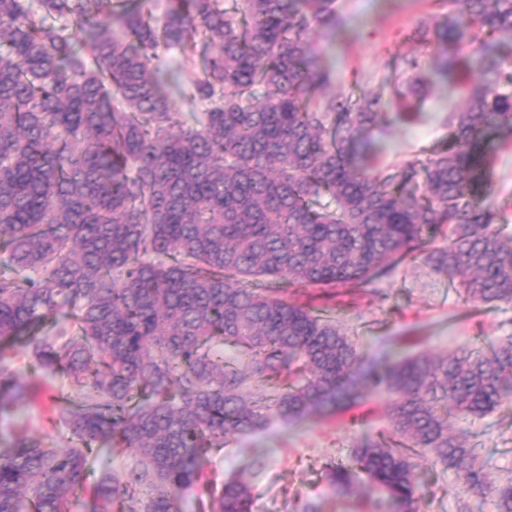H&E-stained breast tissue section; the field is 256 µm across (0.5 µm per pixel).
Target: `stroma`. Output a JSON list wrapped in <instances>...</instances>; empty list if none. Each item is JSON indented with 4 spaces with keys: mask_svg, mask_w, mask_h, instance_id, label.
Masks as SVG:
<instances>
[{
    "mask_svg": "<svg viewBox=\"0 0 512 512\" xmlns=\"http://www.w3.org/2000/svg\"><path fill=\"white\" fill-rule=\"evenodd\" d=\"M344 27L330 35L315 30L312 47L335 71L331 93L378 91L395 62L417 58L415 77L426 81L424 98L400 101L390 97L388 121L370 133L375 169L392 174L406 162L426 159L447 148L451 128L448 116L463 103L471 72L462 70L454 84L436 81L437 60L417 36L422 21L432 12L430 0H336ZM492 194L486 202L503 234H512V135L494 140ZM293 300L334 308L337 319L349 328L364 359L389 354L426 352L443 355L475 342L487 344L512 337V305L491 307L465 302L447 278L403 262L390 274L347 292L301 288ZM25 354L11 367L23 380L37 385L38 397L0 415V448L11 445L18 433L63 446L69 433L52 427L50 379L31 374ZM388 403L380 399L334 412L324 407L300 417H270L259 429L236 434L214 451L205 466L217 481L238 480L252 491V512H301L312 503L319 512H389L375 504L363 473L354 475V491L337 494L326 472L350 465L364 438L386 424ZM469 439L488 461V471L499 483L512 481V410H498L469 420ZM420 512H496L492 499L467 492L451 469L421 462Z\"/></svg>",
    "mask_w": 512,
    "mask_h": 512,
    "instance_id": "obj_1",
    "label": "stroma"
}]
</instances>
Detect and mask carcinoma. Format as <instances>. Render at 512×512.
Masks as SVG:
<instances>
[{
  "mask_svg": "<svg viewBox=\"0 0 512 512\" xmlns=\"http://www.w3.org/2000/svg\"><path fill=\"white\" fill-rule=\"evenodd\" d=\"M432 2L438 78L476 80L448 148L384 176L359 166L383 93L421 81L329 95L311 33L342 26L336 0H167L162 20L145 0H0V414L28 395L5 365L21 339L74 441L0 448V512H70L86 490L92 512H183L191 492L251 512L246 484L204 473L229 435L378 393L389 431L328 470L337 491L358 470L417 512L426 455L512 512V482L491 486L458 426L512 408V341L365 367L332 309L288 300L412 258L512 305V235L480 204L488 138L512 134V0ZM161 49L178 73L149 67ZM168 83L208 103L193 124ZM103 444L134 462L92 482Z\"/></svg>",
  "mask_w": 512,
  "mask_h": 512,
  "instance_id": "cac0c4a2",
  "label": "carcinoma"
}]
</instances>
